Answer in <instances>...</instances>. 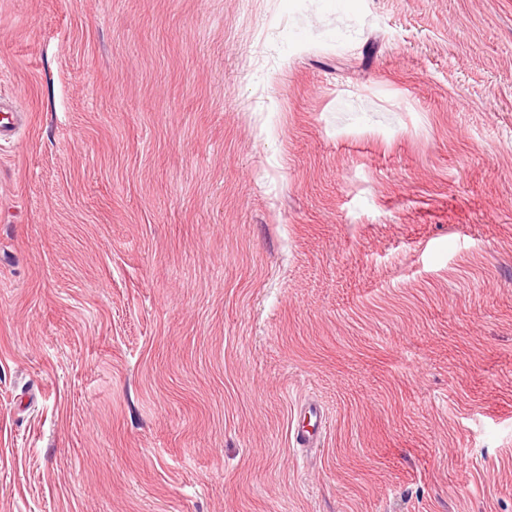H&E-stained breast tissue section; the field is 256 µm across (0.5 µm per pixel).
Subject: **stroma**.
I'll list each match as a JSON object with an SVG mask.
<instances>
[{"label": "stroma", "mask_w": 512, "mask_h": 512, "mask_svg": "<svg viewBox=\"0 0 512 512\" xmlns=\"http://www.w3.org/2000/svg\"><path fill=\"white\" fill-rule=\"evenodd\" d=\"M0 97V512H512V0H0ZM306 419L311 430L305 429V426H302L294 434L295 442L301 447L309 446L311 441L317 437L323 425L324 415L316 406H309L304 416V420Z\"/></svg>", "instance_id": "35a3bbf8"}]
</instances>
